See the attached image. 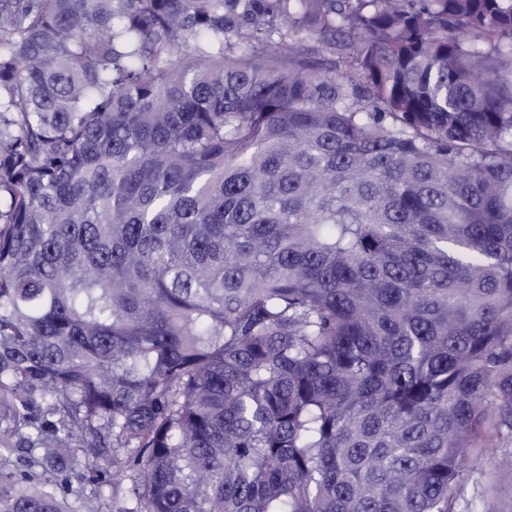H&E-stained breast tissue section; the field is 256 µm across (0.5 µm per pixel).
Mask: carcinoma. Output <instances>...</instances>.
Returning <instances> with one entry per match:
<instances>
[{
  "mask_svg": "<svg viewBox=\"0 0 512 512\" xmlns=\"http://www.w3.org/2000/svg\"><path fill=\"white\" fill-rule=\"evenodd\" d=\"M496 438L512 0H0V512H512Z\"/></svg>",
  "mask_w": 512,
  "mask_h": 512,
  "instance_id": "obj_1",
  "label": "carcinoma"
}]
</instances>
